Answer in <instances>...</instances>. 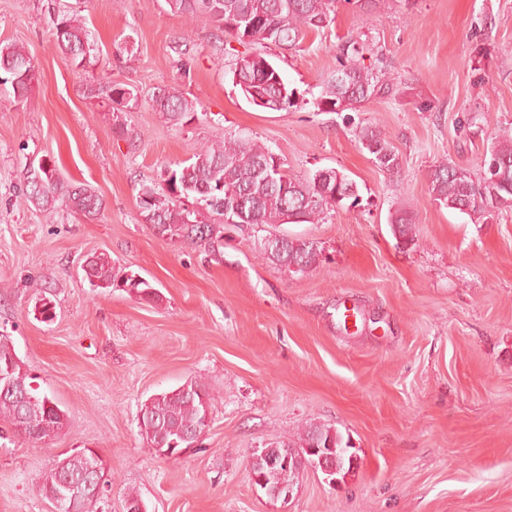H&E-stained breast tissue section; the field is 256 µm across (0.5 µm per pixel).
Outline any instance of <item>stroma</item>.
<instances>
[{
  "label": "stroma",
  "mask_w": 512,
  "mask_h": 512,
  "mask_svg": "<svg viewBox=\"0 0 512 512\" xmlns=\"http://www.w3.org/2000/svg\"><path fill=\"white\" fill-rule=\"evenodd\" d=\"M63 13L85 21L94 65L62 60ZM351 36L395 90L354 112L318 111L311 94ZM1 41L23 46L39 79L21 102L0 85V334L66 421L46 442L0 439V512H52L39 476L86 448L109 484L94 512H124L131 490L148 512H512V210L472 221L432 202L427 180L441 161L479 173L494 138L512 133V0H379L367 16L338 0L324 32L285 55L266 50L297 91L286 112L247 102L232 82L239 44L167 0H0ZM105 80L138 94L127 134L87 95ZM161 87L195 102L190 122L155 111ZM368 124L386 133L399 173L363 149ZM238 135L295 176L334 168L356 182L358 206L283 227L315 242L317 268L264 260L267 225L226 226L212 254L143 222L142 185L199 144ZM45 157L103 197L96 220L21 203L28 165ZM405 209L412 247L389 224ZM101 252L160 299L91 288L81 266ZM42 297L52 321L35 309ZM190 380L214 394L212 421L195 447L162 457L140 432V407ZM309 421L349 439L353 469L332 484L304 468L290 501L270 497L251 478L254 450L296 440Z\"/></svg>",
  "instance_id": "obj_1"
}]
</instances>
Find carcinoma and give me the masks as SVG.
Masks as SVG:
<instances>
[{"label":"carcinoma","instance_id":"carcinoma-1","mask_svg":"<svg viewBox=\"0 0 512 512\" xmlns=\"http://www.w3.org/2000/svg\"><path fill=\"white\" fill-rule=\"evenodd\" d=\"M172 11L185 17L206 15L224 34L246 47L245 55L235 58L234 68L257 92L266 97V108L288 111L297 105L296 91L281 70L263 53L272 45L284 52L300 46L310 33H318L332 21L336 0H168ZM57 46L70 66L86 68L93 64L90 35L84 22L61 14L53 21ZM364 46L354 39L339 48L338 65L327 82L313 97L321 112L355 110L372 97L388 95L393 83L380 70L361 64ZM38 81V74L24 47L0 42V83L10 84L15 101L22 102ZM90 94L112 104V112H123L138 102L131 86L100 82ZM156 108L175 123L191 121L196 112L194 101L173 88L160 89L153 95ZM359 140L377 167L390 174L399 172L400 157L377 126H364ZM58 166L33 170L22 189L23 202L47 213L64 203L88 219L96 218L105 208L102 196L90 186L61 179ZM429 195L433 202L448 209L489 219L512 209V134L497 137L483 155L480 176L450 163L432 165ZM334 197L323 194L316 174L296 178L285 163L267 147L240 136L224 142L202 145L183 166L167 170L165 186L144 185L138 196L143 221L160 236L178 239L208 248L224 246V217L240 224H303L324 221L335 210ZM393 233L404 243L415 244L413 215L407 211L394 217ZM260 255L271 263L295 274H304L319 263L317 245L306 238L287 234L266 238ZM84 277L93 288H133L142 301L158 298L156 288L131 272L114 270L111 256H90ZM26 411L10 398H0V422L12 432L37 440H46L61 428V408L46 406L43 395ZM214 406V396L201 383L184 384L149 397L141 405L139 428L153 447L183 448L187 437L205 428L206 409ZM285 448H322L336 455V475L344 477L352 468L350 445L340 433L324 424L309 423L302 428L299 441L273 442L264 447L266 455L275 456ZM40 491L65 490L63 474L54 466L38 484Z\"/></svg>","mask_w":512,"mask_h":512}]
</instances>
